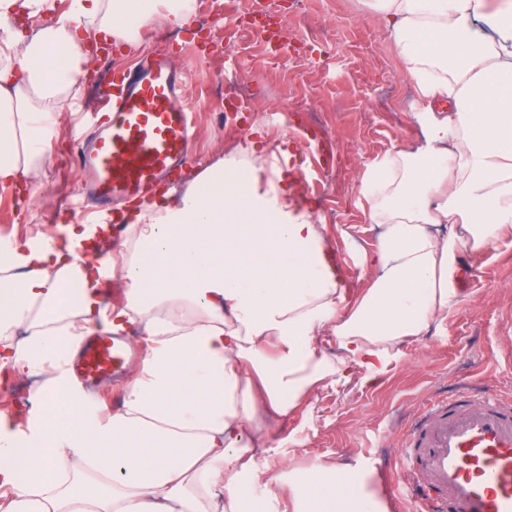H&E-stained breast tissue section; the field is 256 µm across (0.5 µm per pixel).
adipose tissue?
<instances>
[{
  "label": "adipose tissue",
  "instance_id": "ef3b65f1",
  "mask_svg": "<svg viewBox=\"0 0 512 512\" xmlns=\"http://www.w3.org/2000/svg\"><path fill=\"white\" fill-rule=\"evenodd\" d=\"M426 105L421 143L368 166L364 208L382 231L349 299L329 228L293 198L287 140L240 142L181 194L120 209L125 304L107 308L103 272L77 265L109 239L0 246V369L42 375L39 421L15 433L0 414V512H384L325 464L274 489L255 462L272 431L318 390L387 370L404 345L459 304L463 255L512 237V0H375ZM53 0H0V184L36 192L64 112L74 111L83 38L136 48L192 0H72L32 33L15 14ZM494 14L497 40L469 21ZM447 232H440V225ZM139 329L121 407L85 403L70 364L84 338ZM336 338L335 358L320 348Z\"/></svg>",
  "mask_w": 512,
  "mask_h": 512
}]
</instances>
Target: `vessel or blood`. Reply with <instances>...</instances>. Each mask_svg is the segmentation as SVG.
<instances>
[{"instance_id":"1","label":"vessel or blood","mask_w":512,"mask_h":512,"mask_svg":"<svg viewBox=\"0 0 512 512\" xmlns=\"http://www.w3.org/2000/svg\"><path fill=\"white\" fill-rule=\"evenodd\" d=\"M97 97L99 118L75 141L83 194L74 207L90 225L113 201L147 200L175 180L191 159L195 112L165 46L116 71ZM127 358L123 344L95 335L73 367L95 383L117 375ZM403 445L420 459L428 485L417 512H512V403L500 395L432 403L406 429Z\"/></svg>"}]
</instances>
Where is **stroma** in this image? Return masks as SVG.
I'll use <instances>...</instances> for the list:
<instances>
[{
  "mask_svg": "<svg viewBox=\"0 0 512 512\" xmlns=\"http://www.w3.org/2000/svg\"><path fill=\"white\" fill-rule=\"evenodd\" d=\"M288 17V32L336 39L337 48L297 44L291 65L276 60L264 39L248 34L233 45L241 82L267 88L265 98L225 124L226 63H188V94L197 102L194 156L182 179L228 154L253 131L263 140L289 138L298 183L296 202L312 208L328 224L339 258L349 273V292L358 296L371 271L356 263L378 230L358 202L366 168L388 151L419 144L417 115L423 106L396 56L393 40L370 0H276ZM295 108L317 113L319 131L277 115L283 98ZM77 171L75 146L58 137L44 188L28 198L16 217L0 212V239H38L55 232L73 198ZM462 303L434 323L383 373L361 370V380L329 387L294 413L273 420L271 452L256 461L279 486L294 470L330 461L368 477L381 491L378 471L401 453L400 435L430 401L459 392L473 398L489 393L512 397V363L502 336L512 326V245L468 261Z\"/></svg>",
  "mask_w": 512,
  "mask_h": 512,
  "instance_id": "35a3bbf8",
  "label": "stroma"
}]
</instances>
